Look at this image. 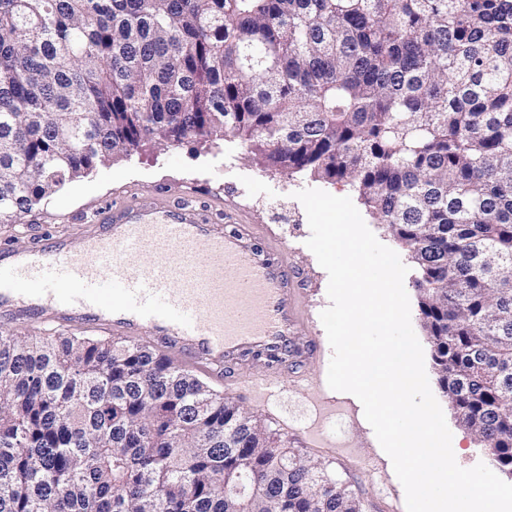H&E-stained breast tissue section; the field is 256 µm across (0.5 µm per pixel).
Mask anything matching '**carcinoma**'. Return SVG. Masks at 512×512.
Segmentation results:
<instances>
[{
  "mask_svg": "<svg viewBox=\"0 0 512 512\" xmlns=\"http://www.w3.org/2000/svg\"><path fill=\"white\" fill-rule=\"evenodd\" d=\"M346 180L410 252L439 388L512 469V0H0V223L141 143ZM245 474L260 493L228 503ZM362 512L147 345L0 333V512Z\"/></svg>",
  "mask_w": 512,
  "mask_h": 512,
  "instance_id": "carcinoma-1",
  "label": "carcinoma"
}]
</instances>
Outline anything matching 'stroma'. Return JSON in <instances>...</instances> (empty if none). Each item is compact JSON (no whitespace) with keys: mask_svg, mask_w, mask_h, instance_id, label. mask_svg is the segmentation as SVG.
Instances as JSON below:
<instances>
[{"mask_svg":"<svg viewBox=\"0 0 512 512\" xmlns=\"http://www.w3.org/2000/svg\"><path fill=\"white\" fill-rule=\"evenodd\" d=\"M304 188H316L338 197H355L347 181H326L308 174L288 175L263 166L239 140L224 138L202 142L193 138L179 144L157 140L143 143L130 155L97 166L89 174L41 203L32 212L0 224V247L28 248L54 234L72 248H80L90 232L85 221L104 203H123L151 195L173 206L185 197L206 205L213 218L231 216L235 224L255 233L254 246L263 259L286 257L297 276L294 304L306 323L299 346L316 345L317 356L298 369L288 390L262 401L251 391L255 379L269 375L266 367L241 364L224 375L204 373L216 391L252 411L267 427L300 455L319 461L345 484L363 504V512H407L405 492L389 456L379 448L361 402L340 393L343 410L320 421L315 403L327 393V370L332 356L320 319L329 304L328 274L306 247L310 228L303 205L294 197ZM443 413L460 452L457 463L470 468L490 463L475 435L462 426L450 405ZM323 423L332 442L322 448L312 444L307 430ZM347 444L352 454L335 453L334 444Z\"/></svg>","mask_w":512,"mask_h":512,"instance_id":"35a3bbf8","label":"stroma"}]
</instances>
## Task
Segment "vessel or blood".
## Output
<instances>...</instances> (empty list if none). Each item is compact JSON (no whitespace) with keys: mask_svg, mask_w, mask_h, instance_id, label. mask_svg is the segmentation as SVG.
<instances>
[{"mask_svg":"<svg viewBox=\"0 0 512 512\" xmlns=\"http://www.w3.org/2000/svg\"><path fill=\"white\" fill-rule=\"evenodd\" d=\"M103 212L105 227L89 234L83 252L56 238L0 252L1 316L153 336L206 371L263 348L278 374L256 381V395L287 388L307 358L295 344L301 317L287 264L259 259L249 232H225L190 203L170 209L147 199Z\"/></svg>","mask_w":512,"mask_h":512,"instance_id":"obj_1","label":"vessel or blood"}]
</instances>
